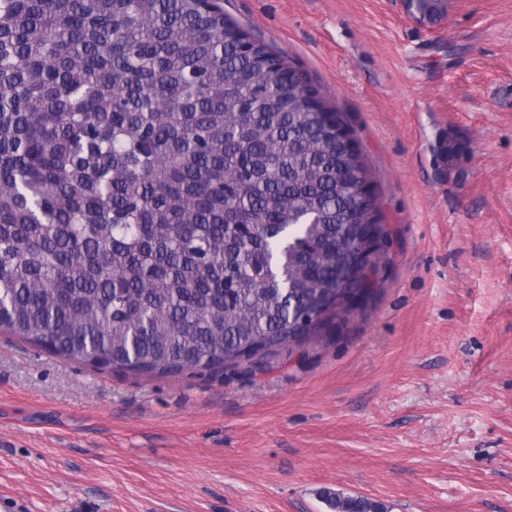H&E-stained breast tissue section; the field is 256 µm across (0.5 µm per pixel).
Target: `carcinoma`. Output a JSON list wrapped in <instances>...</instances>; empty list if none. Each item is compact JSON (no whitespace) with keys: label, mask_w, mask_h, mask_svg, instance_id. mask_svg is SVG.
Here are the masks:
<instances>
[{"label":"carcinoma","mask_w":512,"mask_h":512,"mask_svg":"<svg viewBox=\"0 0 512 512\" xmlns=\"http://www.w3.org/2000/svg\"><path fill=\"white\" fill-rule=\"evenodd\" d=\"M241 31L211 0H0V329L165 376L348 317L380 259L364 225L389 235L371 168Z\"/></svg>","instance_id":"1"}]
</instances>
